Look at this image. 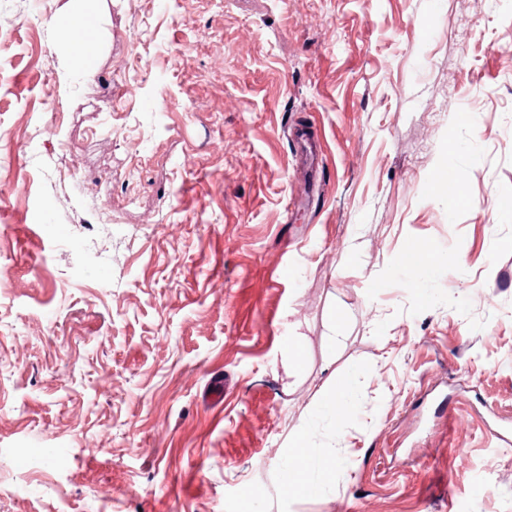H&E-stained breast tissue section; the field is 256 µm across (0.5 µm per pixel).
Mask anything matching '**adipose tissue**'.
<instances>
[{
    "label": "adipose tissue",
    "mask_w": 512,
    "mask_h": 512,
    "mask_svg": "<svg viewBox=\"0 0 512 512\" xmlns=\"http://www.w3.org/2000/svg\"><path fill=\"white\" fill-rule=\"evenodd\" d=\"M97 19L83 6H71L60 13L53 26L63 37L70 55L76 64V70L83 77H93L95 60L98 54L96 40ZM313 434L311 427L302 426L293 430L289 436L296 453L288 465L284 477V492L291 497L309 494L315 484H328L336 477V462L325 458L315 460L306 452Z\"/></svg>",
    "instance_id": "ef3b65f1"
}]
</instances>
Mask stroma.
I'll use <instances>...</instances> for the list:
<instances>
[{"instance_id": "1", "label": "stroma", "mask_w": 512, "mask_h": 512, "mask_svg": "<svg viewBox=\"0 0 512 512\" xmlns=\"http://www.w3.org/2000/svg\"><path fill=\"white\" fill-rule=\"evenodd\" d=\"M67 2L0 0V512H512V0H88L64 84ZM96 22L97 18L87 12L83 5H72L53 22L54 28L66 42L76 64L75 70L84 78H91L95 73L98 54ZM349 387L347 384H340L327 394L320 406V413L330 420L336 432L343 430V418L341 409L349 398ZM313 428L301 426L290 433L291 447L299 448L288 465L284 477V492L289 497L309 494L316 483L326 485L336 478V460H314L306 452Z\"/></svg>"}]
</instances>
